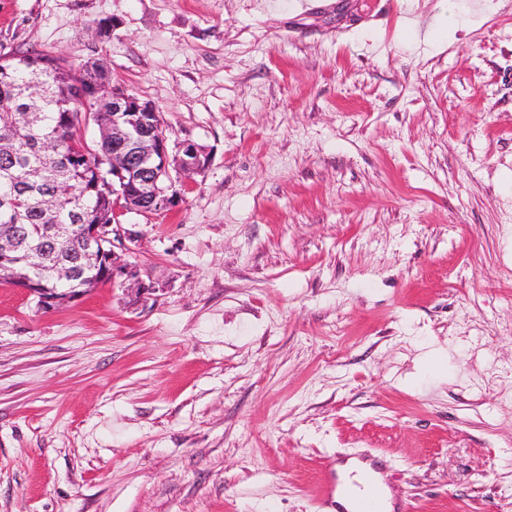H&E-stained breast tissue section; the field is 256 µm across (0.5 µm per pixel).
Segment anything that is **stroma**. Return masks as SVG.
Instances as JSON below:
<instances>
[{"label": "stroma", "mask_w": 512, "mask_h": 512, "mask_svg": "<svg viewBox=\"0 0 512 512\" xmlns=\"http://www.w3.org/2000/svg\"><path fill=\"white\" fill-rule=\"evenodd\" d=\"M442 3L0 0L208 157L119 218L151 295L0 284V512H512V0ZM354 493L349 483L341 479L336 471L335 475L322 479L319 487L321 499L329 501L334 495L342 493L354 496V510L348 512H387L383 509V488L378 480H368L358 487Z\"/></svg>", "instance_id": "35a3bbf8"}]
</instances>
